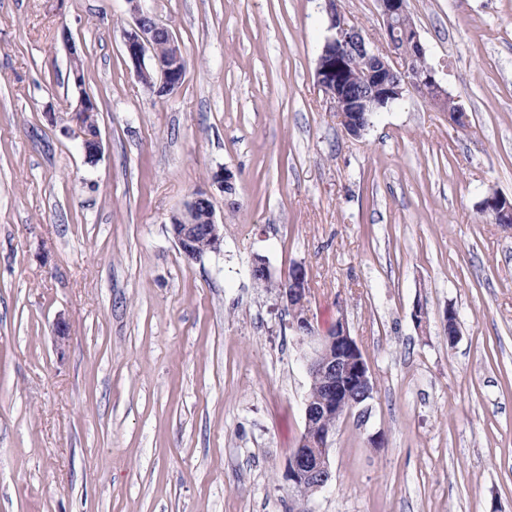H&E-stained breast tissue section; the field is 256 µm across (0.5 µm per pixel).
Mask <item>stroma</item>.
Wrapping results in <instances>:
<instances>
[{"instance_id": "35a3bbf8", "label": "stroma", "mask_w": 512, "mask_h": 512, "mask_svg": "<svg viewBox=\"0 0 512 512\" xmlns=\"http://www.w3.org/2000/svg\"><path fill=\"white\" fill-rule=\"evenodd\" d=\"M142 7L184 52L167 96L126 0H0V512H512V232L478 210L512 195V0H407L469 126L412 91L359 138L315 82L323 0ZM83 95L93 159L61 134ZM197 190L224 242L189 262ZM259 256L305 266L315 332L345 319L373 378L309 496L310 379Z\"/></svg>"}]
</instances>
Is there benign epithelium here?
<instances>
[{"instance_id":"obj_1","label":"benign epithelium","mask_w":512,"mask_h":512,"mask_svg":"<svg viewBox=\"0 0 512 512\" xmlns=\"http://www.w3.org/2000/svg\"><path fill=\"white\" fill-rule=\"evenodd\" d=\"M126 2L134 19L130 29L123 32L126 58L148 89L165 95L180 85L185 73L179 42L141 8V0ZM378 5L387 35L384 49L350 19L341 0H325L330 35L318 56L315 79L345 132L355 138L362 136L366 131L364 113L370 111V104L389 107L411 90L421 93L432 105L438 99L448 100V120L456 127L468 124L465 108L448 94L435 70L429 65L411 67L412 62L425 58L426 50L408 17L406 0H378ZM160 32L167 33L168 38L163 55L155 47ZM96 112L94 101L83 96L71 115L82 148L92 157L102 146ZM481 208L497 219L512 218V197L492 192L483 199ZM171 228L181 253L189 260L221 248V224L205 191L192 194L183 211L172 217ZM281 282L284 288L279 297L291 312L290 325L299 345L309 347L305 359L310 381L322 386L321 395L306 398L304 431L288 460L287 479L291 485L306 482L315 492L331 479L328 451L334 432L326 421L349 415L360 407L361 400L372 399L374 384L344 319L337 320L329 334H315L309 320L312 291L305 267L292 265L281 276Z\"/></svg>"}]
</instances>
